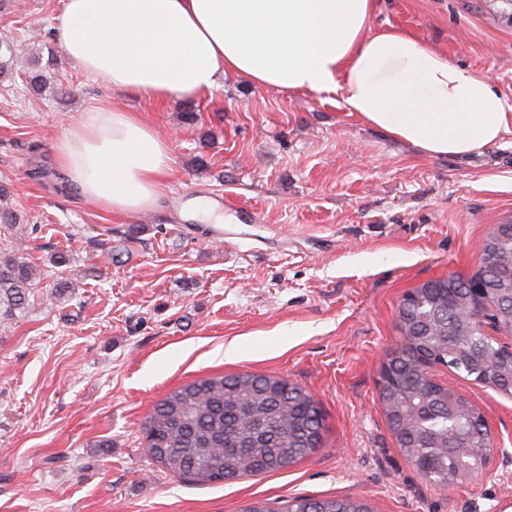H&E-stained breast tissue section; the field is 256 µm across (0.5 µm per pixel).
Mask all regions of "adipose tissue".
<instances>
[{
	"label": "adipose tissue",
	"mask_w": 512,
	"mask_h": 512,
	"mask_svg": "<svg viewBox=\"0 0 512 512\" xmlns=\"http://www.w3.org/2000/svg\"><path fill=\"white\" fill-rule=\"evenodd\" d=\"M376 0H64L51 18L66 56L113 89L160 103L233 76L256 88L342 91L349 112L424 156L465 157L512 132L491 81L409 32L376 33ZM85 197L152 209L171 146L133 112L100 107L54 144Z\"/></svg>",
	"instance_id": "adipose-tissue-1"
}]
</instances>
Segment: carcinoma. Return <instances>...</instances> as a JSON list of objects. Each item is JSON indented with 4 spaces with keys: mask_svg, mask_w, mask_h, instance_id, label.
<instances>
[{
    "mask_svg": "<svg viewBox=\"0 0 512 512\" xmlns=\"http://www.w3.org/2000/svg\"><path fill=\"white\" fill-rule=\"evenodd\" d=\"M20 45L0 41V73L18 67ZM512 256V238L498 240L484 251L472 276L482 278L491 301L498 289H512V267L499 255ZM39 276L28 258L0 255V316L13 315L27 301ZM457 302L431 296L425 285L413 289L406 312L398 316L401 356L392 362L393 376L380 392V401L396 443L423 478L440 484H466L477 474L465 462L482 457L490 439L487 428L475 422L476 405L455 388L438 381L412 359L417 343L439 363L452 364L459 349L482 355V374L489 387L512 398V365L496 360L498 345L473 327L457 331L466 319L458 302L467 297V277L456 275ZM323 417L312 396L299 385L252 372L196 380L157 402L142 424L149 454L179 478L208 483L282 470L320 447ZM463 431L470 432L468 455L448 454L446 445ZM374 512L357 498L295 497L280 512Z\"/></svg>",
    "mask_w": 512,
    "mask_h": 512,
    "instance_id": "carcinoma-1",
    "label": "carcinoma"
}]
</instances>
